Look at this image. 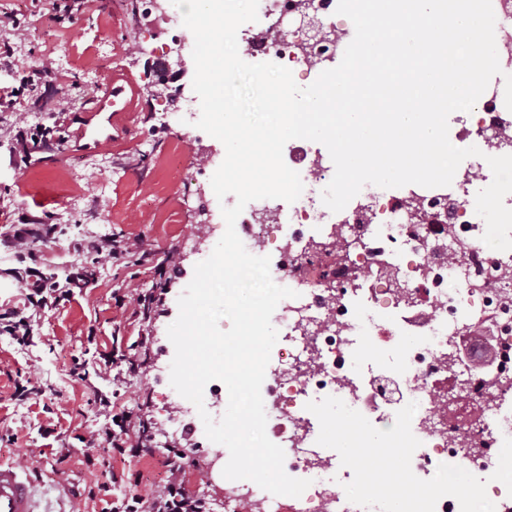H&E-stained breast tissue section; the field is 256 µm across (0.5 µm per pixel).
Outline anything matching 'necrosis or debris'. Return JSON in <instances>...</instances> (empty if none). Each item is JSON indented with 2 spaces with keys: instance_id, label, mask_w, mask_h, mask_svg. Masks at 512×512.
<instances>
[{
  "instance_id": "4bbe7bcc",
  "label": "necrosis or debris",
  "mask_w": 512,
  "mask_h": 512,
  "mask_svg": "<svg viewBox=\"0 0 512 512\" xmlns=\"http://www.w3.org/2000/svg\"><path fill=\"white\" fill-rule=\"evenodd\" d=\"M299 0H260L255 23L240 27V57L292 70L298 85L313 83L352 41L351 20L338 0H309L329 31L313 41ZM502 69L472 111L458 112L456 142L481 153L512 154V112L504 77L512 74V0H492ZM283 158L304 185L298 200H255L236 221L247 251L271 259V276L295 295L272 316L279 333L261 393L271 441L284 468L309 480L300 497L275 496L249 480L224 483V512H380L348 501L353 473L336 451L317 443L320 426L306 405L342 399L379 429L416 403L411 430L421 445L414 474L432 478L439 465L463 467L488 482L496 512H512V496L492 480L504 438L512 437V250L489 248L475 211V190L492 172L479 156L460 164L450 186L365 185L338 213L322 202L334 176L329 154L310 141L286 143ZM452 207L447 223L433 214ZM344 256L332 281L323 273V245Z\"/></svg>"
}]
</instances>
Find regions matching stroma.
<instances>
[{"label":"stroma","instance_id":"1","mask_svg":"<svg viewBox=\"0 0 512 512\" xmlns=\"http://www.w3.org/2000/svg\"><path fill=\"white\" fill-rule=\"evenodd\" d=\"M53 3L0 0V17L21 14L27 22L16 67L52 63L57 76L36 98L0 112V238L23 218H42L52 232L32 248L37 264L61 280L72 264L83 261L91 264L94 282L86 292L42 311L29 344L0 335V460L29 467L46 512H101L102 502L90 491L122 464L97 448L95 467L86 468L84 440L105 421L95 399L97 392L113 388V361L137 339L131 299L150 288L158 298L150 310V366L136 386L121 389L117 403L148 420L152 444L190 448L196 462L187 475L190 488L211 499L215 512H224L225 446L198 447L200 417H181L178 431L164 424L184 402L170 384L175 350L167 328L178 316L189 272L217 243L212 225L223 221L210 183L196 184L207 194L204 201L188 200L176 187L178 174L164 175L153 166L173 138L190 143L198 137L196 130L181 126L172 132L157 128L158 101L145 89L149 78L138 45L162 32L168 17L152 15L142 26L129 16L127 0H69L73 21L57 23ZM77 78L86 84L85 97L73 104L69 89ZM112 89L117 92L112 123L104 128L110 141L91 148L70 141L62 151L50 141L33 149L29 162H20L14 150L18 127L34 125L40 116L72 138L75 115ZM202 205L208 209L204 218L198 214ZM84 240L139 243L151 248L156 260L181 258L187 274L177 277L170 266L159 278L143 266L97 263L92 255L74 251V243ZM77 361L86 380L71 374ZM29 380L38 395L14 400L16 385ZM61 479L69 487L64 496L57 490Z\"/></svg>","mask_w":512,"mask_h":512}]
</instances>
